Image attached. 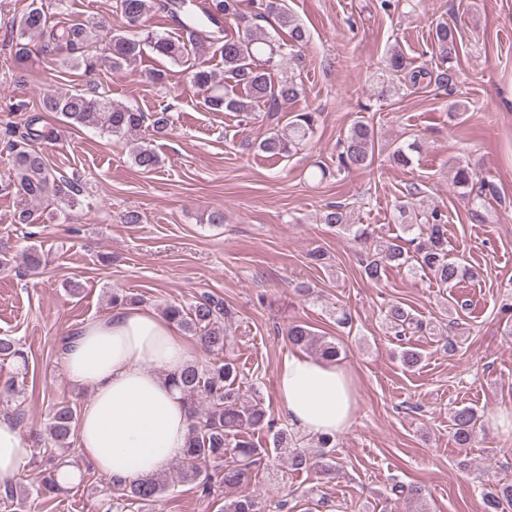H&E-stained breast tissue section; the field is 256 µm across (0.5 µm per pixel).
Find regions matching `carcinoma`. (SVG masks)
<instances>
[{
    "mask_svg": "<svg viewBox=\"0 0 512 512\" xmlns=\"http://www.w3.org/2000/svg\"><path fill=\"white\" fill-rule=\"evenodd\" d=\"M157 7L169 13L172 20L186 32V38L159 36L145 31L144 21ZM115 9L124 21V29L104 39H99L100 23L92 19L67 24H49L42 7L34 5L18 21L15 43L17 55L31 57L28 40L37 37L48 49L62 48L66 55L61 59L65 67L96 71L106 61L117 70L130 64L151 49L177 65L189 60L195 63L186 68L189 81L207 93L204 105L213 112H238L249 117L261 105L272 111L300 97L303 89L296 81L294 67L300 64V54L288 57L284 65L276 60L279 48L272 37L258 27L245 26L237 36L221 38L223 23L242 17L239 0H208L203 15L191 9V0H115ZM259 12L275 15L278 26L288 30L292 46L301 48L308 42L303 25L278 5L275 0H263ZM440 64L444 69L432 73L410 66L406 56L398 51L390 52L385 72L378 75L376 83L381 95H396L400 87L391 76L401 75L413 86L432 78L440 86L453 82L455 70L450 68L457 59V31L446 23H439L432 32ZM224 40L220 52L224 60V74L219 78L203 68L199 60L209 53L215 42ZM43 110L55 112L73 126L92 127L112 136H127L141 131L148 121L144 112L137 108L112 102L107 95L96 91L71 89L61 95L43 98ZM40 117L26 119L25 131L7 142L11 156L13 180L10 187L22 199L33 202H50L73 208L79 204L84 187L80 180L57 176L50 168L44 153L35 147L43 140L54 141L52 131L36 128ZM319 113L296 112L286 128L271 133L259 147L273 156H290L311 138L318 125ZM380 152L378 133L374 125L365 120L355 121L340 142L336 155V172L367 170ZM134 164L144 172L155 170L160 158L151 144L136 143L132 151ZM454 188L472 203V214L481 221L488 197L496 196L494 184L477 180V173L467 167L456 169ZM411 202L400 201L396 205V219L403 226V234L375 245L372 259L363 266L365 278L375 284L382 280L386 269L405 267L417 274L431 275L437 282L452 288L469 276L472 269L459 258L452 256L448 248L445 215L438 207L424 212L420 224L412 223ZM322 223L352 234L354 241L369 244L371 235L366 229L350 223L342 205H331L323 212ZM162 316L174 322L185 334L197 339L201 348L216 359L206 363H188L181 369L166 374L180 391L190 419L189 430L181 460L175 468L162 469L154 476L142 480L110 478L107 480L109 507L106 512H125L135 508L139 512L154 506L175 487L188 482L196 483L200 495L211 498L216 494V484L226 487L243 485L252 477L254 467L274 455L288 463L294 472L309 471L321 467L333 468L327 458L328 449L334 447L329 437H309L293 427L277 425L268 419V408L257 389L243 385L237 365L220 357L230 339L233 312L224 300L204 293L195 303L185 308L177 304L161 307ZM383 323L401 341L408 334L423 331L425 325L416 319L401 302L388 306ZM289 342L302 350H313L322 359H334L340 354L339 347L325 336H320L305 324L288 325ZM0 360L27 366V358L19 343L11 337H0ZM454 438L458 446L466 448L474 440L477 411L462 407L451 414ZM77 409L66 402L53 404L47 427L50 447L43 449V457L49 463V472L43 478L41 493L53 499L66 492L57 474L62 468L54 451L73 445L77 432ZM265 433L269 447L254 441V435ZM209 463L212 472L201 475L199 464ZM391 494L398 499L420 501L423 488L416 484H394ZM484 512H506L512 507V483H498L484 493ZM220 512H260L254 498L240 495L224 500Z\"/></svg>",
    "mask_w": 512,
    "mask_h": 512,
    "instance_id": "cac0c4a2",
    "label": "carcinoma"
}]
</instances>
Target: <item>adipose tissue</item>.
I'll return each instance as SVG.
<instances>
[{"label": "adipose tissue", "mask_w": 512, "mask_h": 512, "mask_svg": "<svg viewBox=\"0 0 512 512\" xmlns=\"http://www.w3.org/2000/svg\"><path fill=\"white\" fill-rule=\"evenodd\" d=\"M199 350L174 323L140 307H118L77 328L62 367L70 383L92 392L77 425L80 450L91 467L109 478H148L181 454L187 413L165 375ZM275 377L292 427L335 438L353 424L356 394L338 363L294 352L277 366ZM32 454L20 426L0 418V487L21 479Z\"/></svg>", "instance_id": "obj_1"}]
</instances>
